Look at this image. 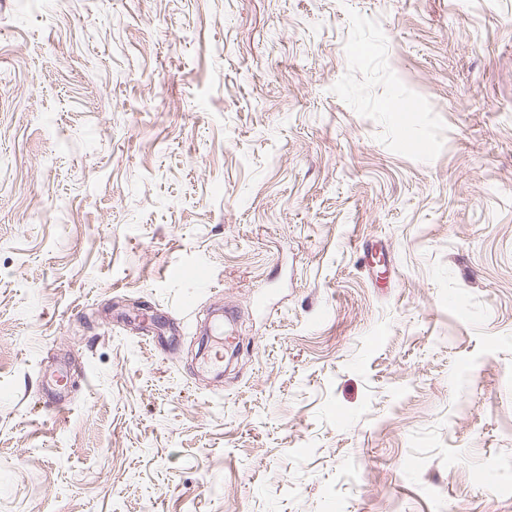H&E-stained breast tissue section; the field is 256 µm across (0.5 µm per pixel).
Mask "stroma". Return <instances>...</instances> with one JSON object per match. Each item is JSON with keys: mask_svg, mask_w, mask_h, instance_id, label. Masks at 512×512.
Returning <instances> with one entry per match:
<instances>
[{"mask_svg": "<svg viewBox=\"0 0 512 512\" xmlns=\"http://www.w3.org/2000/svg\"><path fill=\"white\" fill-rule=\"evenodd\" d=\"M0 512H512V0H0Z\"/></svg>", "mask_w": 512, "mask_h": 512, "instance_id": "stroma-1", "label": "stroma"}]
</instances>
